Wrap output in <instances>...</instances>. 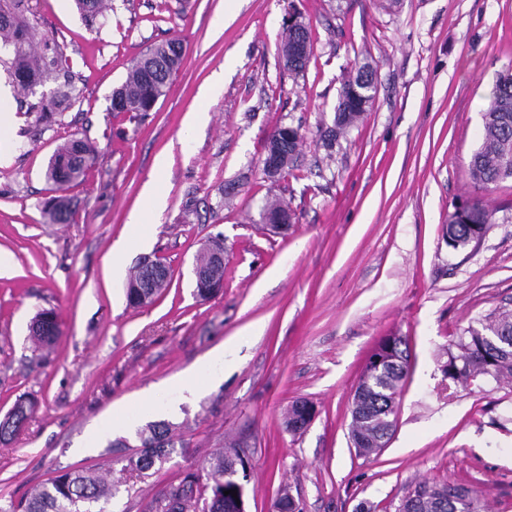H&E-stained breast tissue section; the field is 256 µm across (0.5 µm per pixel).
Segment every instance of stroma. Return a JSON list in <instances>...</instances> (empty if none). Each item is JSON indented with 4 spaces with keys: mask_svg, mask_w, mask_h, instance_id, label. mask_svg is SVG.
<instances>
[{
    "mask_svg": "<svg viewBox=\"0 0 512 512\" xmlns=\"http://www.w3.org/2000/svg\"><path fill=\"white\" fill-rule=\"evenodd\" d=\"M88 26L74 0H29L39 38L64 46L80 98L52 117L30 111L53 83L10 88L12 131L0 143V417L20 395L37 402L26 430L0 444V503L61 469L107 466L111 438L96 433L115 410L113 438L137 446L146 419L174 426L175 452L143 477L112 468L111 500L96 512H142L170 480L201 467L226 437L244 441L240 477L248 512H272L289 485L302 512H395L417 483H464L481 512H512V380L454 385L447 350L469 324L512 308V180L475 185L468 163L490 82L512 68V0H112ZM308 23L313 56L288 71L280 43L293 15ZM184 47L178 72L153 112H114L112 91L153 43ZM377 71L362 121L333 147L339 91L363 63ZM224 90L206 101L216 74ZM206 119L187 126L188 113ZM305 138L294 169L270 180L265 146L279 126ZM89 139L94 164L67 194L76 210L54 224L45 170L56 147ZM167 206L149 241L127 255L163 260L169 288L148 306L126 300L112 276V247L130 211L145 204L154 161ZM290 203L286 230L260 213L268 191ZM492 212L482 239L451 250L454 207ZM224 241V288L196 295L193 266ZM54 309L61 337L36 353L29 327ZM404 337L410 363L396 423L378 456L356 454L351 399L378 340ZM224 351L222 373L185 398L176 376ZM152 397L153 414L141 410ZM317 415L299 433L284 416L293 401Z\"/></svg>",
    "mask_w": 512,
    "mask_h": 512,
    "instance_id": "35a3bbf8",
    "label": "stroma"
}]
</instances>
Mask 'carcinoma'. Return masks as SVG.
I'll list each match as a JSON object with an SVG mask.
<instances>
[{"instance_id":"1","label":"carcinoma","mask_w":512,"mask_h":512,"mask_svg":"<svg viewBox=\"0 0 512 512\" xmlns=\"http://www.w3.org/2000/svg\"><path fill=\"white\" fill-rule=\"evenodd\" d=\"M77 8L90 24L104 16V0H76ZM26 0H0V45L11 49L8 69L22 89H28L25 79L43 84H56L51 97H43L37 110L48 117L70 106L79 90L69 77V59L60 45L46 43L36 49L34 27L21 20ZM288 69L303 71L312 53L309 26L295 21L288 26L283 43ZM183 59V45L170 39L150 46L129 66L122 84L112 91L110 110L113 112H150L166 95L172 76ZM374 71L368 64L357 69L356 75L341 87L335 108L334 126L327 131L332 142L355 125L371 104L375 93ZM282 146L288 150V164L295 161V152L303 138L299 128L280 126ZM94 148L85 140L72 138L59 146L49 158L45 178L60 195L46 211L52 222L71 219V203L64 196L70 184L79 180L91 165ZM471 180L482 187L512 179V68L495 74L488 101L482 113V125L477 146L468 165ZM491 213L481 201L458 206L448 213L446 238L448 247L459 250L469 246L489 223ZM224 242L215 239L197 258L211 284L224 286ZM168 279L148 275L141 265L130 275L126 288L129 306L141 308L153 302L166 287ZM453 343L455 351L448 360L455 362L454 380L462 385L482 375L495 381L512 378V310L502 309L477 320ZM31 338L39 347L57 343L60 328L56 313L39 311L32 320ZM381 365L368 361L359 379L352 402L351 438L362 446L360 454L370 456L380 451L378 441L387 427L386 409L398 395L407 368V351L396 345L386 353ZM36 402L19 398L11 412L0 419V443L12 441L30 419ZM140 442L137 452L127 455L119 439L109 444L108 453L123 464L122 470L141 476L165 460L175 447L171 424L148 421L137 430ZM236 456L218 450L211 454L207 465L189 468L178 479L168 483L144 508V512H237L235 498L228 494L232 486L224 484V471L234 467ZM112 498V481L92 469H64L49 482L39 486L20 500L0 505V512H91L90 506ZM397 512H479L478 494L462 484H418L413 495L400 500Z\"/></svg>"}]
</instances>
